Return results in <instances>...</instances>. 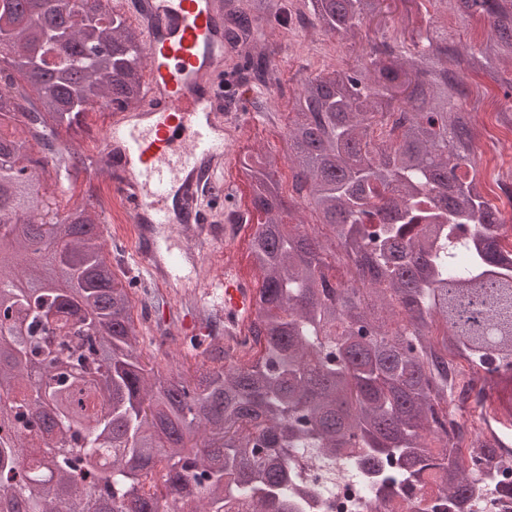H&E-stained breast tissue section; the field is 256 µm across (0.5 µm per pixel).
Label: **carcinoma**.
Returning a JSON list of instances; mask_svg holds the SVG:
<instances>
[{"instance_id":"carcinoma-1","label":"carcinoma","mask_w":512,"mask_h":512,"mask_svg":"<svg viewBox=\"0 0 512 512\" xmlns=\"http://www.w3.org/2000/svg\"><path fill=\"white\" fill-rule=\"evenodd\" d=\"M451 2L490 26L467 69L489 75L511 101L496 122L512 132V0H401V36H381L348 68L301 82L286 122L284 159L293 206L328 232L287 212L277 158L240 160L256 225L248 257L261 278L251 357L226 362L224 344L200 348L195 365L165 371L138 288L112 270L101 229L104 203L67 211L29 195L16 177L31 171L54 185L84 166L61 136L86 112L137 109L145 89L141 32L114 12L36 29L22 0H0V278L24 276L33 242L56 234L41 255L39 288L0 295V380L10 412L0 416V512H300L316 487L294 450L326 458L363 448L368 470L390 484L414 471L440 482L448 509L483 478L502 482L509 464L496 435L471 440L453 419L455 390L482 404L512 385V244L484 193L474 161L471 97L428 4ZM220 0L224 35L251 39L239 83H280L270 46L256 41L268 3ZM384 0H303L328 35L356 43ZM35 95L27 110L23 88ZM22 118L27 132L1 128ZM27 228L10 234L9 224ZM347 279L326 287L336 263ZM58 277L77 283L61 292ZM484 372L459 387L448 354ZM42 366L30 377L27 365ZM443 443L435 452L431 442Z\"/></svg>"}]
</instances>
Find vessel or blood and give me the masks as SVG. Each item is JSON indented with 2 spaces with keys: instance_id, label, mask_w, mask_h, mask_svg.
<instances>
[{
  "instance_id": "1",
  "label": "vessel or blood",
  "mask_w": 512,
  "mask_h": 512,
  "mask_svg": "<svg viewBox=\"0 0 512 512\" xmlns=\"http://www.w3.org/2000/svg\"><path fill=\"white\" fill-rule=\"evenodd\" d=\"M143 49L150 76L143 118L113 112L101 142L113 152V188L125 196L134 224H167L169 198L180 191L179 220L198 221L196 203L210 191H232L224 178L233 143L249 117L223 113L217 77L229 44L213 0H141ZM195 285L204 306L224 308V350L239 358L249 350L248 327L259 303L256 277L238 265L211 272L200 266Z\"/></svg>"
}]
</instances>
